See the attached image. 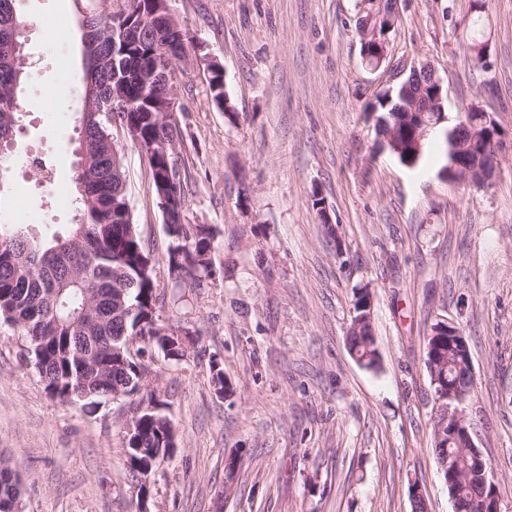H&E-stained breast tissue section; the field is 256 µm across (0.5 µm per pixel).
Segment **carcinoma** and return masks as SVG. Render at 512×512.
Segmentation results:
<instances>
[{
    "label": "carcinoma",
    "instance_id": "1",
    "mask_svg": "<svg viewBox=\"0 0 512 512\" xmlns=\"http://www.w3.org/2000/svg\"><path fill=\"white\" fill-rule=\"evenodd\" d=\"M128 8L130 39L123 54L112 52V23L103 14L90 15L89 25L97 33L96 55L103 64L92 70L97 90L95 111L81 127L78 152L88 154V188L76 183L78 222L62 235L39 239L19 224H0V317L17 326L29 343L32 358L45 390L64 402L80 403L94 411L120 391L139 401L154 402L160 410L145 413L125 432L124 454L137 448H158L169 434H175L164 402L155 391H144L142 371L146 365L133 359L126 348L132 336H152L160 285L157 259L146 251L138 225L125 209L127 195L123 178L112 175V148L106 134L112 120L127 122L148 142H169L179 136L177 126L163 121L147 102V91L139 83L141 72L167 53L180 62L192 37L183 27L155 24L148 0H123ZM17 0H0V138L15 134L20 118L17 85L24 75L11 49L16 31L11 24ZM475 28L463 40L475 67L486 69L489 57L475 52ZM213 103L224 109L229 122L236 113L228 105L224 78L209 76ZM414 89L401 83L392 92L377 96L371 109L389 121L391 131L376 129L380 144L401 164L413 167L424 157L428 142H415L414 123L408 118ZM162 259L176 288H199L203 280L216 279L212 263L214 230L204 224H171ZM440 348L448 363V379L459 384L464 402L474 393L466 353L457 351L443 338ZM143 353L160 352L181 361L188 348L168 350L158 342L143 345ZM212 385H220L221 395L230 391L222 362L210 359ZM433 452L439 466L450 462L454 469L449 496L460 512H492L493 487L483 488L484 474L492 470L484 457L448 438L438 439L431 428ZM20 487L8 462L0 458V512H11Z\"/></svg>",
    "mask_w": 512,
    "mask_h": 512
}]
</instances>
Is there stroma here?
<instances>
[{
    "mask_svg": "<svg viewBox=\"0 0 512 512\" xmlns=\"http://www.w3.org/2000/svg\"><path fill=\"white\" fill-rule=\"evenodd\" d=\"M193 40L175 84L184 216L215 226L221 275L179 291L157 277L159 322L196 331L189 357L154 355L145 378L167 404L174 454L150 478V512H455L432 451L426 338L437 319L466 336L475 391L463 414L512 512V0H400L378 69L361 56L358 0H172ZM114 0H20L23 53L37 81L22 117L0 221L49 235L76 221L75 189L43 186L29 165L75 173L85 86L79 19ZM491 48L480 70L461 46L471 17ZM435 65L449 118L489 112L501 133L487 188L445 180L429 147L415 167L379 150L366 112L414 62ZM224 68L236 112L210 99L206 65ZM143 244L161 256L164 216L148 164L120 143ZM320 192L336 227L312 207ZM373 293L380 368L352 357L353 293ZM26 340L0 319V455L21 482V512H138L124 463L123 398L88 414L48 396ZM233 393L216 397L210 358ZM236 457L234 476L224 469Z\"/></svg>",
    "mask_w": 512,
    "mask_h": 512,
    "instance_id": "stroma-1",
    "label": "stroma"
}]
</instances>
